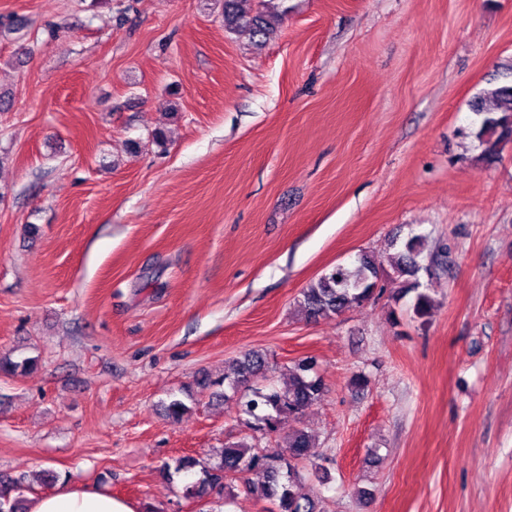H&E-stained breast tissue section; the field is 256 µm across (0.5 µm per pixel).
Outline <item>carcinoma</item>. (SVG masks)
Wrapping results in <instances>:
<instances>
[{"mask_svg": "<svg viewBox=\"0 0 512 512\" xmlns=\"http://www.w3.org/2000/svg\"><path fill=\"white\" fill-rule=\"evenodd\" d=\"M219 2L225 30L232 32L247 28L252 37L261 42L272 34V19L277 17L271 6L273 0H266L261 9L250 15L243 9L246 0ZM486 99L493 102L490 110L483 106ZM473 111L476 129L468 128L461 131V135L471 139L474 148L479 150L478 160L489 165L496 162L505 146L512 142V84L482 91L473 104ZM422 246L421 235L408 237L391 263L393 275L387 277L377 259L367 253L360 254L349 266H335L302 289L297 300L299 312L309 321L338 316L374 297L380 283L386 279L397 288L394 294L397 299L416 292L412 304L413 318L427 321L432 315L434 303L427 292L420 290L419 272L424 270L429 274L432 268L422 266L419 261ZM34 367L35 359L32 357L0 356V372H30ZM267 367L264 353L248 351L225 367L220 383L233 393L243 392L239 407L240 414L246 416V423L269 435H282L283 451L266 454L242 441L224 446L214 462L181 457L164 463L162 472L169 478L199 468L201 477L184 486V498L200 499L215 488L223 489L228 483L239 479L248 493L272 505L270 512H317L314 500L302 493L299 470L302 461L316 457L315 442L304 428L292 427L287 433H281L280 424L281 416L286 414L294 417L307 406L321 400L325 383L315 374L314 360L306 357L291 368L286 386H252L251 382L264 374ZM186 397L185 401L173 398L164 405L169 418L177 420L192 410L189 403L195 402V399L190 393ZM27 490L22 476L0 479V512H26L24 492Z\"/></svg>", "mask_w": 512, "mask_h": 512, "instance_id": "1", "label": "carcinoma"}]
</instances>
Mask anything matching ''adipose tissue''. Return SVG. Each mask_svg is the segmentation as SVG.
<instances>
[{"label": "adipose tissue", "mask_w": 512, "mask_h": 512, "mask_svg": "<svg viewBox=\"0 0 512 512\" xmlns=\"http://www.w3.org/2000/svg\"><path fill=\"white\" fill-rule=\"evenodd\" d=\"M30 512H137V507L102 490L61 483L34 499Z\"/></svg>", "instance_id": "1"}]
</instances>
